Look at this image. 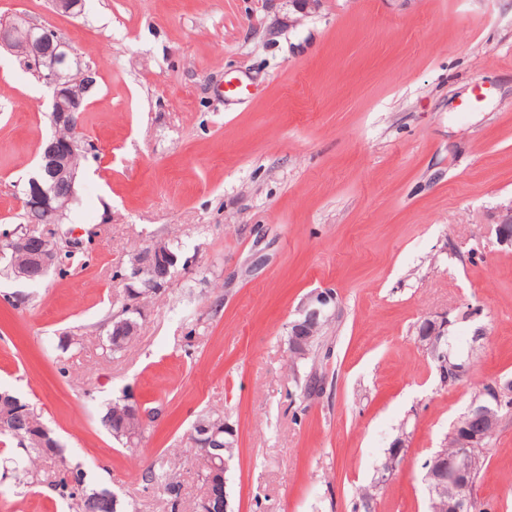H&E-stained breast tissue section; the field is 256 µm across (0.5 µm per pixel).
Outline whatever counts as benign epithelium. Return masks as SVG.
<instances>
[{
    "label": "benign epithelium",
    "instance_id": "obj_1",
    "mask_svg": "<svg viewBox=\"0 0 512 512\" xmlns=\"http://www.w3.org/2000/svg\"><path fill=\"white\" fill-rule=\"evenodd\" d=\"M293 7L288 25H296L301 18L321 9L324 0H286ZM0 48H5L21 57L23 63L35 72L51 91V119L56 128L79 130L82 115L88 103L86 94L95 79L89 66L72 45L41 24L24 21V25H9L0 34ZM81 85L82 90L75 89ZM82 151V143L75 137L51 139L42 149L33 175L23 189V208L44 212L54 218L64 217L77 195V169L73 157ZM54 230L48 226L43 230L32 227L28 230H14L0 241L6 250L20 254L25 264L15 266L11 273L18 279L30 282L43 280L57 265L60 251L47 249L42 240ZM497 242L512 248V199L498 207L497 219L493 225ZM132 277L140 289L136 294L157 293L167 286L168 265L151 250L130 260ZM334 300L328 291L310 294L299 310L288 331V348L295 355L305 354L306 343L321 333L325 312ZM446 324L427 320L418 331L422 346L431 352L445 353L442 347ZM512 394V383H490L482 389L481 395L473 399L467 412L453 432L456 452L448 454L439 449L428 459L424 467L423 482L430 500L431 512H472L473 499L467 493L471 476L481 467L485 456V444L489 433L497 431L500 425L499 404L504 397ZM19 402L8 393L0 392V429L13 428L16 408ZM232 428L227 424L216 426L208 422L195 424L193 442L197 450L211 461L212 473L208 492L203 499L204 512L225 510L224 472L229 470L232 458L220 454L222 448L231 447L221 441ZM403 445L397 443L388 454L389 465L379 470L377 484H383L391 475L397 461L403 460ZM442 486H450L456 492L446 498L436 495Z\"/></svg>",
    "mask_w": 512,
    "mask_h": 512
}]
</instances>
